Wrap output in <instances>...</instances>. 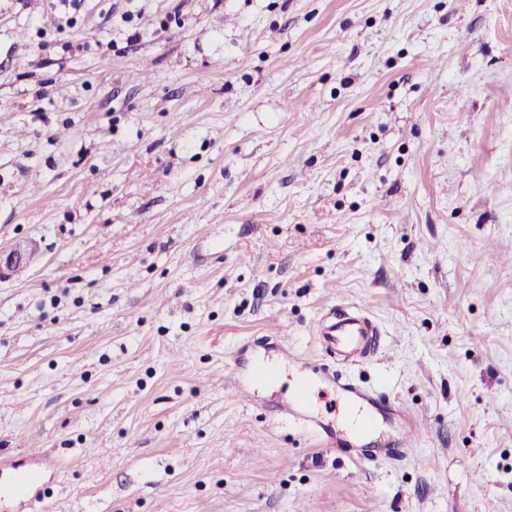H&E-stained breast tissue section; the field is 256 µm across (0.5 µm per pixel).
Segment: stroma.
<instances>
[{
	"label": "stroma",
	"instance_id": "obj_1",
	"mask_svg": "<svg viewBox=\"0 0 512 512\" xmlns=\"http://www.w3.org/2000/svg\"><path fill=\"white\" fill-rule=\"evenodd\" d=\"M20 240L0 512H512V0H0ZM270 338L426 429L320 446ZM345 315L326 314L319 324L318 334L326 348L343 359L368 355L374 350L380 331L362 311L347 310Z\"/></svg>",
	"mask_w": 512,
	"mask_h": 512
}]
</instances>
